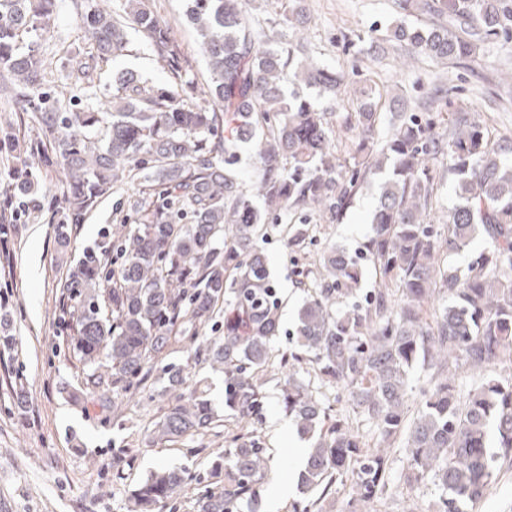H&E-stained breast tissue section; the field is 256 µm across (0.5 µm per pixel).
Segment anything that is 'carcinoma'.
I'll list each match as a JSON object with an SVG mask.
<instances>
[{
    "label": "carcinoma",
    "instance_id": "cac0c4a2",
    "mask_svg": "<svg viewBox=\"0 0 512 512\" xmlns=\"http://www.w3.org/2000/svg\"><path fill=\"white\" fill-rule=\"evenodd\" d=\"M100 0H74L87 21L92 46L68 59L69 73L94 87L100 61L125 56L127 28H138L170 81L149 84L132 72L114 79L105 108L61 107L43 90L46 57L32 38L49 26L56 0H0V80L18 111L32 113L64 174L66 220L79 224L126 169L142 174L150 192L144 222L130 228L117 255L105 262L107 243L83 251L63 286L61 323L73 331L70 349L83 366V386L128 392L145 379L146 365L162 349L189 337L224 303V335L207 344L211 365L224 370V406L245 418L257 411L256 377L271 355L279 301L266 259L255 241L261 226L291 210L322 208L340 219L361 185L389 168L381 184L371 231L357 255L339 246L324 254L326 279L299 311V351L318 374L336 385L384 441L407 431L409 484L439 491L438 512H465L485 496L499 457L512 456V376L496 373L512 363V142L490 139L469 112L457 111L453 129L436 132L434 95L417 111L392 113L379 135L388 91L372 80L358 90L343 126L355 133L354 151L336 156L328 116L336 109L344 75L295 61L292 48L264 47L265 31L246 20V0H185V16L201 38L211 107L185 93L189 69L146 0H124L123 13ZM444 21L400 26L394 38L409 55L459 62L512 30L502 0H398ZM315 86L319 99L298 88ZM235 110L237 126L225 127ZM255 142L253 191L231 174L233 146ZM448 162L458 204L447 220L429 219ZM485 248L465 267L440 265L467 251L476 236ZM371 260L382 288L359 295ZM443 294L435 324L422 318L424 303ZM422 361L434 367L412 421H407L409 372ZM175 401L151 431L176 442L211 429L217 414L202 391L182 392L183 368H163ZM283 402L304 434L320 432L299 476L311 505L333 494L355 473L357 501L370 502L388 483L385 449L370 450L342 419L327 414L310 385L288 374ZM271 467L263 450L235 444L209 467L215 487L196 512H233L253 494ZM185 483L177 468L151 472L133 491L132 512H154Z\"/></svg>",
    "mask_w": 512,
    "mask_h": 512
}]
</instances>
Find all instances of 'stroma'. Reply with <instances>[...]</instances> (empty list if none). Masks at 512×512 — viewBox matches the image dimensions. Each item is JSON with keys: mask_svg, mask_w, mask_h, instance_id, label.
I'll return each instance as SVG.
<instances>
[{"mask_svg": "<svg viewBox=\"0 0 512 512\" xmlns=\"http://www.w3.org/2000/svg\"><path fill=\"white\" fill-rule=\"evenodd\" d=\"M154 14L173 31L181 54L191 65L194 100L208 105L202 88L208 80L206 60L182 0H149ZM253 25L264 26L269 47L303 44L311 62L345 73L347 84L338 114L332 115L341 134L336 147L347 158L353 132L342 131L347 111L362 79L387 85L405 110H413L432 93L446 91L480 122H491L494 139H512V33L485 43L461 63H443L423 56L400 57L392 31L396 25L434 23L433 15L399 13L396 0H249ZM302 11V24L282 20L281 12ZM129 53L117 62L102 63L94 90L82 89L62 63L87 51L90 36L71 0H58L50 30L38 43L54 64L50 85L59 99L104 106L117 70H133L142 79L161 83L168 75L156 63L141 32L129 29ZM41 133L30 115L17 112L12 99L0 95V206L9 204L11 190L3 175L31 173L39 206L16 236L15 259L0 270V512H129L130 496L158 466L181 469L187 482L179 498L158 512H195V501L208 490L206 467L223 454L232 438L252 440L274 462L258 481L255 494L239 502L236 512H293L304 496L296 485L301 449L313 437L302 434L281 403L288 374L312 383L319 398L369 447L386 446L389 480L385 490L357 512H434L438 492L433 485H410L405 438L382 441L367 417L349 404L334 385L316 380L312 366L288 367L284 358L297 348L298 311L320 283L328 245L358 252L369 233L383 173L361 187L342 220L315 209L306 211V239L288 242V223L269 224L257 245L281 300L279 330L263 375V404L250 417H227L223 426L176 443L153 444L148 435L171 400L159 375L160 366L185 367L187 388L205 391L216 412L224 410V374L203 359L196 347L222 335L224 316L199 330L196 342H180L151 361L144 388L124 392H90L82 385V366L67 346L69 333L58 314L63 285L83 250L103 238L120 240L127 225L138 223L142 210L139 179L120 176L82 223L71 226L70 243L60 247L57 227L64 204L62 167L50 146L40 145ZM292 486L289 496L274 500L280 483ZM469 512H512V460L499 459L486 496Z\"/></svg>", "mask_w": 512, "mask_h": 512, "instance_id": "35a3bbf8", "label": "stroma"}]
</instances>
